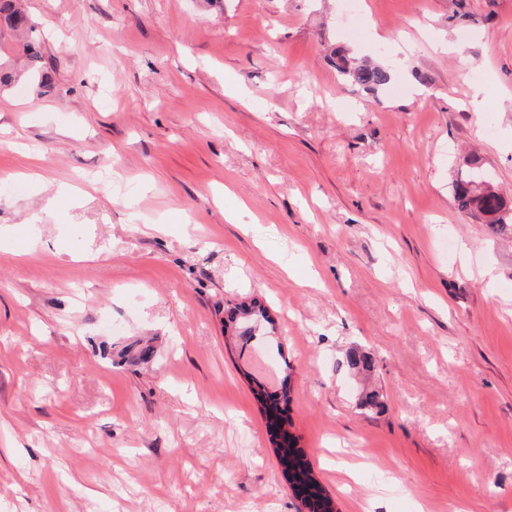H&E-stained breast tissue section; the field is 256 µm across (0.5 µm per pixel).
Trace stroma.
Returning a JSON list of instances; mask_svg holds the SVG:
<instances>
[{
    "mask_svg": "<svg viewBox=\"0 0 512 512\" xmlns=\"http://www.w3.org/2000/svg\"><path fill=\"white\" fill-rule=\"evenodd\" d=\"M21 4L52 88L0 87V512H302L260 388L336 512H512V238L452 189L474 155L512 199V0ZM333 58L338 73L351 84L365 90L375 91L388 85L393 79L389 68L369 59L353 57L346 48H335Z\"/></svg>",
    "mask_w": 512,
    "mask_h": 512,
    "instance_id": "obj_1",
    "label": "stroma"
}]
</instances>
